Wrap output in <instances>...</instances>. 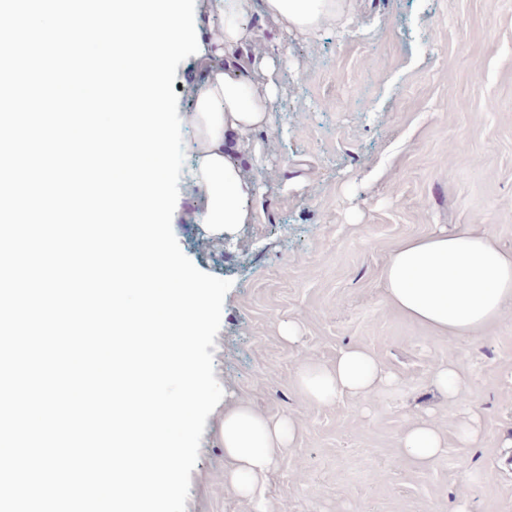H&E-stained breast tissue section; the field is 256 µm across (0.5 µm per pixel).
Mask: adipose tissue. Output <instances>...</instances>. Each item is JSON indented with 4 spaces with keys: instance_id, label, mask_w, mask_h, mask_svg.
<instances>
[{
    "instance_id": "obj_1",
    "label": "adipose tissue",
    "mask_w": 512,
    "mask_h": 512,
    "mask_svg": "<svg viewBox=\"0 0 512 512\" xmlns=\"http://www.w3.org/2000/svg\"><path fill=\"white\" fill-rule=\"evenodd\" d=\"M257 7L279 21L283 35L306 38L343 21L348 0H210V18L200 29L210 55L183 121L192 131L186 178L206 195L199 222L217 240L257 221L259 187L244 176L238 147L267 126L278 80L274 42L247 30ZM248 42L253 45L249 51L244 48ZM255 66L267 78L261 90L250 77ZM382 280L388 302L402 315L458 337L497 322L512 303V253L468 230L433 233L402 241ZM390 382L381 364L359 346L342 349L331 369L305 361L297 370L298 385L318 404L343 395L362 399ZM298 428L294 418L274 421L246 405L225 410L221 435L230 462L225 484L254 498L277 454L292 448ZM447 445L441 431L424 421L410 425L400 439L404 455L422 468Z\"/></svg>"
}]
</instances>
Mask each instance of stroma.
Wrapping results in <instances>:
<instances>
[{
	"label": "stroma",
	"mask_w": 512,
	"mask_h": 512,
	"mask_svg": "<svg viewBox=\"0 0 512 512\" xmlns=\"http://www.w3.org/2000/svg\"><path fill=\"white\" fill-rule=\"evenodd\" d=\"M350 14L347 28L289 41L270 124L240 146L263 153L243 167L262 190L258 223L218 245L193 221L202 196L179 184L181 251L232 283L214 350L225 396L186 512H455L461 492L467 512H512V310L448 338L393 309L381 280L401 241L439 230L512 251V0H350ZM349 345L394 385L364 402H310L300 363L330 366ZM450 363L467 381L454 404L434 382ZM238 403L300 422L256 503L224 487L219 425ZM471 411L481 434L466 444ZM420 420L448 441L425 469L400 451Z\"/></svg>",
	"instance_id": "1"
}]
</instances>
